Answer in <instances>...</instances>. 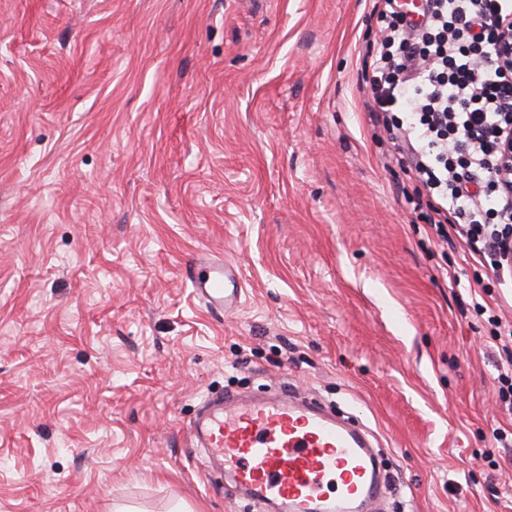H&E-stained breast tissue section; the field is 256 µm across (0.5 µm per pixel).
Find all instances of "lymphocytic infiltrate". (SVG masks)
Returning <instances> with one entry per match:
<instances>
[{"label": "lymphocytic infiltrate", "mask_w": 512, "mask_h": 512, "mask_svg": "<svg viewBox=\"0 0 512 512\" xmlns=\"http://www.w3.org/2000/svg\"><path fill=\"white\" fill-rule=\"evenodd\" d=\"M385 34L364 71L372 118L393 126L397 150L428 197L439 224L463 220L494 269L512 261V198L496 169L512 131V71L499 61L495 20L512 19V0H423L418 13L384 0Z\"/></svg>", "instance_id": "lymphocytic-infiltrate-1"}]
</instances>
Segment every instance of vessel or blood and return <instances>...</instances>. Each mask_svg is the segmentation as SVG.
Wrapping results in <instances>:
<instances>
[{"mask_svg": "<svg viewBox=\"0 0 512 512\" xmlns=\"http://www.w3.org/2000/svg\"><path fill=\"white\" fill-rule=\"evenodd\" d=\"M189 279L213 311L241 298V274L223 260H198ZM193 434L256 512H369L387 491L370 433L288 391L207 401Z\"/></svg>", "mask_w": 512, "mask_h": 512, "instance_id": "vessel-or-blood-1", "label": "vessel or blood"}]
</instances>
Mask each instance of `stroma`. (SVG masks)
<instances>
[{"label": "stroma", "instance_id": "1", "mask_svg": "<svg viewBox=\"0 0 512 512\" xmlns=\"http://www.w3.org/2000/svg\"><path fill=\"white\" fill-rule=\"evenodd\" d=\"M379 14L0 0V512H238L192 425L266 389L367 427L384 512H512V276L438 239L371 119ZM194 294L213 311H228L241 298L242 274L221 259L198 260L189 271Z\"/></svg>", "mask_w": 512, "mask_h": 512}]
</instances>
